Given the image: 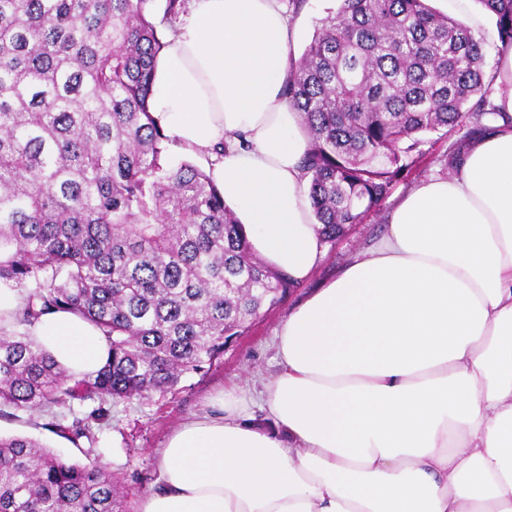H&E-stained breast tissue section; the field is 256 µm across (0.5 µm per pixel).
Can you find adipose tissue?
<instances>
[{
  "label": "adipose tissue",
  "instance_id": "ef3b65f1",
  "mask_svg": "<svg viewBox=\"0 0 512 512\" xmlns=\"http://www.w3.org/2000/svg\"><path fill=\"white\" fill-rule=\"evenodd\" d=\"M294 40L280 0H184L150 110L210 164L253 251L298 283L323 245L308 136L283 97ZM29 334L77 379L109 356L68 310ZM275 338L277 373L172 434L140 512H512V123L408 192ZM252 403L275 431L243 421Z\"/></svg>",
  "mask_w": 512,
  "mask_h": 512
}]
</instances>
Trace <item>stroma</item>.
Segmentation results:
<instances>
[{
    "instance_id": "1",
    "label": "stroma",
    "mask_w": 512,
    "mask_h": 512,
    "mask_svg": "<svg viewBox=\"0 0 512 512\" xmlns=\"http://www.w3.org/2000/svg\"><path fill=\"white\" fill-rule=\"evenodd\" d=\"M483 126V121L471 115L461 130L424 135L389 195L361 223L348 226L335 244L325 246L321 261L305 281L291 289L278 305L263 309L221 356L204 364L200 371L182 376L170 392L113 404L108 420L94 425V442L83 438L73 441L52 432L47 427L50 415L39 410L0 418V436L29 437L63 460L95 465L112 473L119 488L121 512H138L143 496L157 479V458L171 434L187 420L218 412L225 390L258 392L263 382L277 372L274 333L288 311L375 243L386 231L390 210L408 191L430 177L448 175L449 154Z\"/></svg>"
}]
</instances>
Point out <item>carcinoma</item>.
Listing matches in <instances>:
<instances>
[{"mask_svg": "<svg viewBox=\"0 0 512 512\" xmlns=\"http://www.w3.org/2000/svg\"><path fill=\"white\" fill-rule=\"evenodd\" d=\"M284 90L308 136L302 170L323 244L387 196L418 135L485 109L483 39L427 0H337ZM512 46V0H477ZM182 0H0V285L24 304L0 327V407L71 408L51 428L95 441L105 404L164 394L295 286L251 250L209 174L166 159L150 114L156 16ZM81 314L107 362L73 380L29 336ZM117 486L26 437H0V512H116Z\"/></svg>", "mask_w": 512, "mask_h": 512, "instance_id": "1", "label": "carcinoma"}]
</instances>
